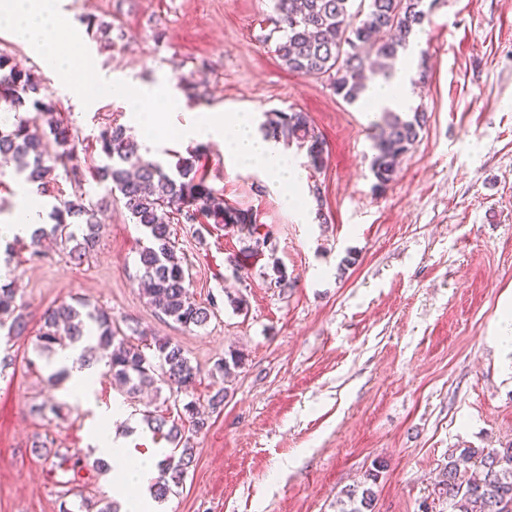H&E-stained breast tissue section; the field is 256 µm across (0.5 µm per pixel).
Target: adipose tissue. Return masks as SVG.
<instances>
[{
  "label": "adipose tissue",
  "mask_w": 512,
  "mask_h": 512,
  "mask_svg": "<svg viewBox=\"0 0 512 512\" xmlns=\"http://www.w3.org/2000/svg\"><path fill=\"white\" fill-rule=\"evenodd\" d=\"M0 23L10 25L15 36L28 45L46 64L57 70L69 84L74 98L90 103L81 78L77 77L74 59L68 45L77 41L62 9V0H0ZM407 61H400L395 78L375 80L368 85L363 101L369 111L382 108L405 110L412 102L411 86L405 77ZM113 95L128 102L133 125L141 134L143 155H151L166 134L169 114L180 111L183 102L166 82L134 89L121 84H110ZM179 139L186 144L216 141L224 146V155L243 165L266 173L271 188H278L283 180H291L303 187L305 175L291 161L285 144L262 135L253 120L238 112H205L179 130ZM43 211L34 193L25 194L10 216L0 223V240L28 236L41 223ZM125 405L116 403L102 412L97 427L98 458L104 462L122 459L120 468L113 470L112 478L121 487L136 489L134 498L125 500V512H161L157 500L148 489L158 476L157 463L167 449L154 442L150 432L138 430L126 437L115 436L113 426L128 421Z\"/></svg>",
  "instance_id": "adipose-tissue-1"
}]
</instances>
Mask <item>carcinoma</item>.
Segmentation results:
<instances>
[{
    "label": "carcinoma",
    "instance_id": "carcinoma-1",
    "mask_svg": "<svg viewBox=\"0 0 512 512\" xmlns=\"http://www.w3.org/2000/svg\"><path fill=\"white\" fill-rule=\"evenodd\" d=\"M276 14L275 53L290 72L307 77H328L337 95L353 103L359 100L367 82L388 78L393 61L409 38L423 29L427 13L424 0H272ZM0 111L14 113L15 121L0 126V170L14 165L27 183L45 193L56 183L53 173L63 169L78 190L69 199H59L54 207L55 224L50 233L60 242H75L67 255L82 262L98 242V214L106 199L119 193L134 223L143 227L148 245L139 252L140 280L147 284L150 305L183 327H203L213 315L209 306L193 300L188 291L189 271L174 252L171 224H193L203 217L215 224L237 230L245 243L241 253L252 255L268 242L257 236L253 213L224 204L221 194L198 175L201 149L176 162L177 175L168 173L159 161L147 160L137 139L118 124L103 127L96 141L107 163L97 168V181L107 182V194L94 202L84 187V174L76 160L73 129L57 116L56 103L42 93L41 80L31 71L17 67L7 54L0 53ZM47 118L48 131L40 129ZM261 129L306 150L308 166L321 170L326 144L305 112L264 113ZM428 116L416 109L402 116L383 111L369 124L372 148L371 172L375 188L393 183L399 158L418 141ZM82 234H77V231ZM26 330L22 305L14 289L0 286V341L4 355L0 365L11 364L10 342ZM82 344L80 362L90 367L101 360L112 381L126 387L130 395L162 382L182 394H190L197 382L198 368L191 364L178 344L155 338L135 344L120 334L112 314L101 309L82 312L62 303L43 314L40 348L52 352L62 338ZM156 432L183 440L178 461L159 464L152 485L153 497L163 500L172 487L182 484L194 462V448L177 424L165 416L145 414ZM178 418L194 432L207 426L200 405L183 404ZM452 512H512V445L504 448H463L448 455L442 480ZM341 512H373L375 492L364 485L343 492Z\"/></svg>",
    "mask_w": 512,
    "mask_h": 512
}]
</instances>
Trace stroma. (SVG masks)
Returning <instances> with one entry per match:
<instances>
[{
	"mask_svg": "<svg viewBox=\"0 0 512 512\" xmlns=\"http://www.w3.org/2000/svg\"><path fill=\"white\" fill-rule=\"evenodd\" d=\"M81 30L76 47L90 80L130 86L167 82L184 98L154 158L174 172L187 145L174 131L202 109L308 113L326 142L321 170L307 172L301 210L285 208L264 174L204 143L202 171L224 201L253 212L271 238L244 259L220 224H176L189 290L216 315L185 328L156 313L137 278L146 244L122 202L103 206L95 250L82 263L45 241L39 256L19 244L8 281L26 306L15 360L0 370V512H61L76 480L91 500L124 496L111 472L92 470L97 409L125 399L104 365L86 402L38 355L44 309L81 299L133 331L179 344L199 369L194 399L224 390L223 406L191 437L195 459L165 512H337L342 490L375 463L374 512H448L440 492L455 448L512 444V0H435L421 33L429 79L413 89L428 122L385 190L370 171L369 114L336 95L328 79L288 71L268 42L271 0H64ZM112 27L101 41L87 19ZM0 52L35 72L78 134L82 169L100 164L99 130L128 124L124 100L98 95L87 107L57 71L9 28ZM280 262L291 286L270 287ZM241 300L235 310L233 300ZM244 361L216 368L230 351ZM168 387L126 401L134 419L151 410L173 420ZM62 405L53 414L52 405Z\"/></svg>",
	"mask_w": 512,
	"mask_h": 512,
	"instance_id": "obj_1",
	"label": "stroma"
}]
</instances>
